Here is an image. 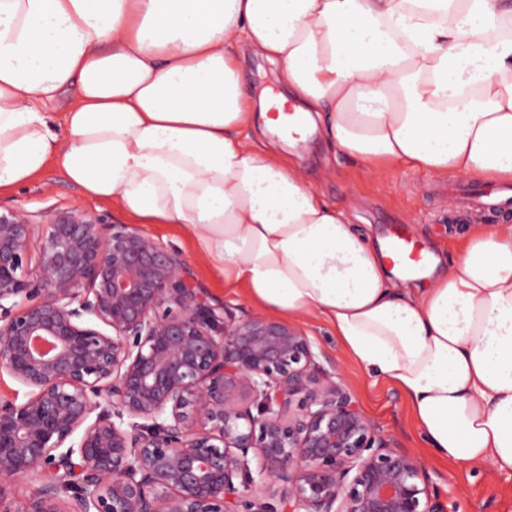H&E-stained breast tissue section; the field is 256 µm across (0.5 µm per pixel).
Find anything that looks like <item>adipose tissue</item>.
Here are the masks:
<instances>
[{"label":"adipose tissue","mask_w":512,"mask_h":512,"mask_svg":"<svg viewBox=\"0 0 512 512\" xmlns=\"http://www.w3.org/2000/svg\"><path fill=\"white\" fill-rule=\"evenodd\" d=\"M244 47L375 174L512 183V0H0V193L54 163L132 223L179 225L260 311L327 322L434 458L512 475V224L472 225L428 285L392 279L255 143L272 103L245 95Z\"/></svg>","instance_id":"1"}]
</instances>
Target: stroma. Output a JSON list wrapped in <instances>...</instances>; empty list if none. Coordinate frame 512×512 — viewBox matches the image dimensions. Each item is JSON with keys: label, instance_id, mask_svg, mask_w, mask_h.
Returning <instances> with one entry per match:
<instances>
[{"label": "stroma", "instance_id": "1", "mask_svg": "<svg viewBox=\"0 0 512 512\" xmlns=\"http://www.w3.org/2000/svg\"><path fill=\"white\" fill-rule=\"evenodd\" d=\"M288 160L300 164L304 174L330 202L348 207L352 223L378 241L396 230L408 232L420 248L438 255L442 263L456 257L466 224L473 214L450 208L466 189L486 190L487 185L465 176L438 178L422 171L397 168L378 179L359 162L335 157L323 131H315L301 143L282 148ZM0 206L16 208L36 226H43L58 211L79 207L106 217L113 224L127 218L112 205L86 197L65 181L56 166H49L33 183L0 195ZM140 232L178 251L186 261L197 288L213 306H228L236 317L256 314L244 293L226 290L211 269L199 261L190 240L174 224H143ZM324 368H336L355 400L379 427L384 438L419 458L441 491L448 512H512V478L488 469L472 470L439 461L423 448L410 406L393 385L373 381L336 339L321 319L301 321Z\"/></svg>", "mask_w": 512, "mask_h": 512}]
</instances>
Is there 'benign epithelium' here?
Returning a JSON list of instances; mask_svg holds the SVG:
<instances>
[{"mask_svg":"<svg viewBox=\"0 0 512 512\" xmlns=\"http://www.w3.org/2000/svg\"><path fill=\"white\" fill-rule=\"evenodd\" d=\"M0 369L28 389L0 399V512H447L301 329L217 310L177 251L94 212L35 243L0 209ZM251 457L267 501L235 484Z\"/></svg>","mask_w":512,"mask_h":512,"instance_id":"1","label":"benign epithelium"}]
</instances>
